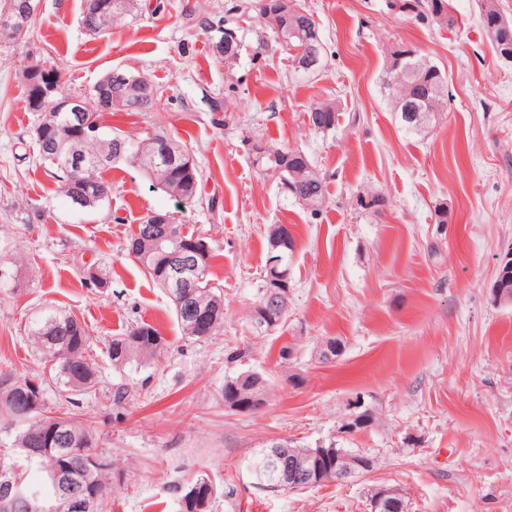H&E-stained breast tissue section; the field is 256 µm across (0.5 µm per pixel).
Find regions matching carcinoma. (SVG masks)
I'll return each mask as SVG.
<instances>
[{
	"mask_svg": "<svg viewBox=\"0 0 512 512\" xmlns=\"http://www.w3.org/2000/svg\"><path fill=\"white\" fill-rule=\"evenodd\" d=\"M28 0H0V43H14V38L9 29L10 18L21 11ZM142 0H112V11L109 17L101 20L90 15H81L83 26L95 34H105L114 22L134 17L142 12ZM481 20L483 28L494 44L497 54H502V47L512 48V25L502 27L496 25L500 8L497 0H482ZM188 17L197 21V25L204 31L220 33L218 46L223 49L221 58L228 61L239 54L240 44L237 39H227V31L223 27H214L215 21L208 16ZM294 27L306 40L309 49L314 56L323 53L319 25L313 15L301 8V14L293 21ZM409 60H403L400 65L388 68L383 80L391 106L399 115L400 121L408 134L417 137H425L429 133L430 123L437 120V115L447 107L448 97L436 98L433 91L438 85L445 83V76L440 70L429 65L420 70L407 68ZM128 84H144L148 90L140 94V105L134 109L127 108L123 98L125 84L113 83L108 89L98 83L92 92L84 97L89 106V111L98 117L103 113L98 109L101 91H106L107 97L112 101V112H142L145 108L154 104V100L164 96L161 86L151 79L130 72L125 73ZM23 83L25 86V98L30 100L36 94L37 88L30 83V79L43 81L53 80L57 87H62L68 80L65 67L61 65H46L35 59L30 60L22 69ZM411 95L418 100L425 109L421 115L420 123H413L404 118L400 111V99ZM311 126L320 131L330 130L336 126L338 113L330 103L315 104L308 112ZM57 134L48 130L42 138L36 140L40 158L47 165L49 176L54 179L57 191L85 208H95L101 203L99 198H85L81 196L80 183L97 184L106 191H111V186L102 179L101 173L112 165L124 162L133 167L141 168L137 163L139 155L153 154L158 148L165 146L170 153V159L157 165L146 176L152 185L163 192L184 203L193 201L198 193V171L189 174L184 171L183 160L186 149L179 140L156 133L144 139H130L121 131H100L96 138H86L78 145L81 158V172L79 178H74L69 161L75 157L67 155L56 147ZM121 149V156H116L115 150ZM256 155V163L261 166L266 175L274 178L277 184L291 181L296 184L297 193L301 196L299 203L312 212H317L324 204L325 184L324 178L315 170L309 157L299 150H288L273 146L253 147ZM148 222L147 217L140 218V224L136 231L127 238L125 250L127 255L133 257L147 272L153 282L161 288L170 299L182 337L188 342H203L208 339L204 331L191 323L187 312L178 308L179 298L176 289L169 287L168 258L154 250L151 242H140L143 229ZM171 235L176 239V244L185 247L194 241H204L206 237L195 231L184 230L176 218H171ZM284 225L271 224L267 229L268 257L267 260L279 256L282 258L283 267H288V256L293 252L294 240L284 242L282 238ZM215 255L212 251L202 254L197 269L192 274L194 288L191 289L190 305L199 308L202 312L211 316L212 332L224 324V297L220 289L211 284V268ZM268 293L266 280L260 279L257 297L253 302L250 319L253 327L259 332H266L276 328L282 322L280 316L265 317L259 309V305L265 301ZM33 341L42 355L44 365L49 367L50 378L61 383L64 388V399L58 406V412L45 409V403L39 402L35 407L20 406L17 404L19 390L15 388L20 382H27L28 378L19 379L10 372H0V431L9 430L14 433L13 447L15 448H39L41 457L39 462L31 465L24 461L23 456H16L14 460L7 461L0 456V470L9 471V477L20 483V488L29 494L44 500L61 501L62 494L59 485L51 480V475L67 468L78 459H90L98 454V439L95 432L88 429L74 414V409L79 407L80 398L94 392L98 385L96 370L90 362L87 350L90 347V336L84 324L74 317L61 313L51 312L47 314L31 333ZM168 342L160 331L153 325L138 322L129 326L125 332L112 337L107 344V356L116 370L127 367L150 369L154 367L167 352ZM266 380L259 374L245 371L224 382V405L231 408L239 401H246L256 395L266 394ZM66 415V430L69 442L65 446L55 443L54 433L58 425V413ZM317 448H331L344 456L356 460H364L366 456L347 448L344 443L332 437L325 441L315 443ZM303 453L307 447L287 441V446L280 448L267 447L254 457L250 468L259 481V487L265 491L277 492L289 489L288 465L294 458L291 451ZM78 480L88 488L102 492L101 500L112 496V490L116 481L120 480V473L107 465L105 468L86 469L72 472ZM186 479H181L169 487L170 495L175 498L178 512H193L191 503L185 500V493L181 492Z\"/></svg>",
	"mask_w": 512,
	"mask_h": 512,
	"instance_id": "cac0c4a2",
	"label": "carcinoma"
}]
</instances>
